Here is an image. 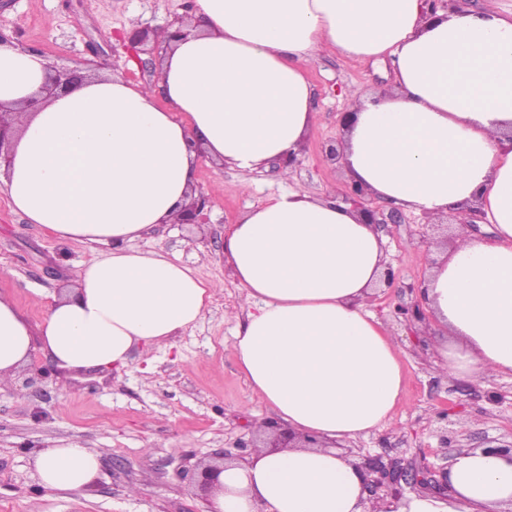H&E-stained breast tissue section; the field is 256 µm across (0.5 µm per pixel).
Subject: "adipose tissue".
Instances as JSON below:
<instances>
[{"instance_id":"ef3b65f1","label":"adipose tissue","mask_w":512,"mask_h":512,"mask_svg":"<svg viewBox=\"0 0 512 512\" xmlns=\"http://www.w3.org/2000/svg\"><path fill=\"white\" fill-rule=\"evenodd\" d=\"M193 22L164 52L160 90L112 75L27 111L0 186L59 241L111 251L52 296L39 326L0 296V382L37 352L65 372L121 368L138 345H169L197 324L216 285L132 244L178 223L199 154L244 172L301 156L317 120L308 71L327 50L393 71V91L360 96L341 131L352 181L421 217L475 203L493 225L492 238L444 248L423 292L445 371L512 376V12L195 0ZM46 71L39 54L0 45V103L37 97ZM224 257L250 307L233 340L241 368L276 421L314 445L225 463L213 512H512L505 457L462 449L449 496L378 504L360 461L328 449L388 427L407 385L398 343L366 304L385 241L351 206L271 195L230 226ZM100 460L66 441L33 466L41 488L77 495Z\"/></svg>"}]
</instances>
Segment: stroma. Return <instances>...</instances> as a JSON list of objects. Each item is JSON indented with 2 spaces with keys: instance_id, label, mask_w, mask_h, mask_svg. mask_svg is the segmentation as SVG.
<instances>
[{
  "instance_id": "stroma-1",
  "label": "stroma",
  "mask_w": 512,
  "mask_h": 512,
  "mask_svg": "<svg viewBox=\"0 0 512 512\" xmlns=\"http://www.w3.org/2000/svg\"><path fill=\"white\" fill-rule=\"evenodd\" d=\"M188 0H0V37L38 52L51 69L87 67L160 89L163 43L146 42L130 55L123 38L131 25L163 30L189 16ZM319 113L305 156L282 179L279 163L246 173L200 159L197 184L210 198L204 225H156L133 246L178 258L218 285L197 325L168 347L138 346L121 370L55 371L42 355L0 385V512H204L198 466L237 456L258 425L274 413L253 392L232 348L246 319L242 292L224 259V231L266 196L300 190L339 201L350 176L327 151L351 111L348 90H391L390 65L324 52L309 70ZM387 241L392 285L378 286L371 306L396 337L407 376L394 422L341 444L360 461L445 466L464 448L512 443V377L464 379L448 375L435 353L431 319L394 315L398 305H421L420 283L431 267L419 240L427 228L403 212L398 224H380ZM109 248L72 247L28 223L0 189V294L32 324L44 319L49 296L72 283L80 265ZM447 422H440V413ZM447 439H440V425ZM63 441L102 453L100 469L82 495L66 498L40 489L32 463L40 448Z\"/></svg>"
}]
</instances>
